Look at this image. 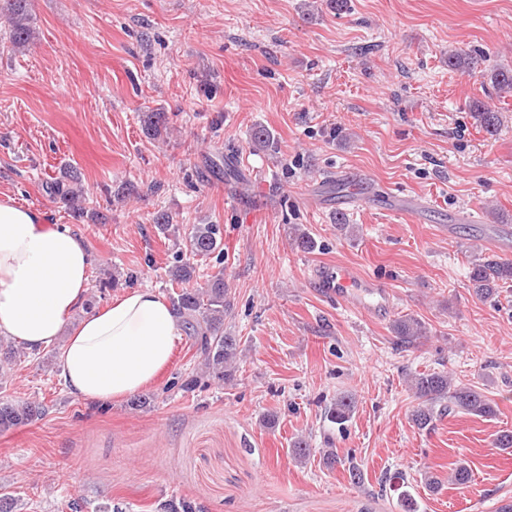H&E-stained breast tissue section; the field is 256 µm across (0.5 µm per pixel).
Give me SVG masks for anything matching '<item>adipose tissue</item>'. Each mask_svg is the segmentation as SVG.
Returning <instances> with one entry per match:
<instances>
[{"label":"adipose tissue","mask_w":512,"mask_h":512,"mask_svg":"<svg viewBox=\"0 0 512 512\" xmlns=\"http://www.w3.org/2000/svg\"><path fill=\"white\" fill-rule=\"evenodd\" d=\"M90 264L69 227L0 197V336L30 350L60 345V376L73 394L120 401L154 383L169 364L179 317L147 288L82 312Z\"/></svg>","instance_id":"adipose-tissue-1"}]
</instances>
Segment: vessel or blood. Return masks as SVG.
I'll return each instance as SVG.
<instances>
[{"mask_svg": "<svg viewBox=\"0 0 512 512\" xmlns=\"http://www.w3.org/2000/svg\"><path fill=\"white\" fill-rule=\"evenodd\" d=\"M317 282L325 296L355 299L371 318L382 319L391 312V289L383 283L358 276L348 266L336 264L322 268L317 273Z\"/></svg>", "mask_w": 512, "mask_h": 512, "instance_id": "1", "label": "vessel or blood"}]
</instances>
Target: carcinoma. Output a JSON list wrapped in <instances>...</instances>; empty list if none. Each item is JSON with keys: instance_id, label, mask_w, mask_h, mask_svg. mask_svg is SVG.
<instances>
[{"instance_id": "cac0c4a2", "label": "carcinoma", "mask_w": 512, "mask_h": 512, "mask_svg": "<svg viewBox=\"0 0 512 512\" xmlns=\"http://www.w3.org/2000/svg\"><path fill=\"white\" fill-rule=\"evenodd\" d=\"M10 43L23 46L33 37L28 24L26 0H9ZM478 63L470 53L456 51L448 54V66L461 69ZM490 82L497 94L512 93V70H496L490 75ZM473 119L476 124L492 134L498 131V112L485 105L474 106ZM144 134L150 139L161 137L167 130L163 112H145L141 118ZM252 145L258 151L275 153L278 142L274 135L263 127L252 134ZM52 193L65 204L75 218L87 213L85 198L77 179L69 176L51 184ZM185 250L179 255L176 265L169 270V299L181 318L184 328L194 339L202 356L198 370L187 376L181 383V390L193 392L211 382L229 383L235 380L239 371L240 341L224 333V313L229 304L225 299L224 269L200 279L198 262L212 255L224 258V229L218 224H188L183 227ZM469 283L473 296L480 300L492 299L499 295L501 288L512 286V260L496 255H478L471 261ZM397 342L410 346L420 342L427 334V328L412 316L398 318L392 324ZM29 352L11 341L0 340V383L8 381L14 367L26 361ZM408 387L417 405L410 413V420L421 431H431L436 420L455 411H464L479 417L492 418L497 414V404L473 386L458 384L451 374L441 371L414 372L408 378ZM356 409L355 399L343 394L336 397L326 409V418L342 429L350 421ZM43 403L30 398H0V433L30 424L44 416ZM304 437L291 441L289 454L293 460L303 464L317 453ZM320 453L323 464L328 468L348 465L350 481L357 487L365 484L362 469L354 462H345L332 448ZM159 512H203L202 506L186 498H173L159 504Z\"/></svg>"}]
</instances>
